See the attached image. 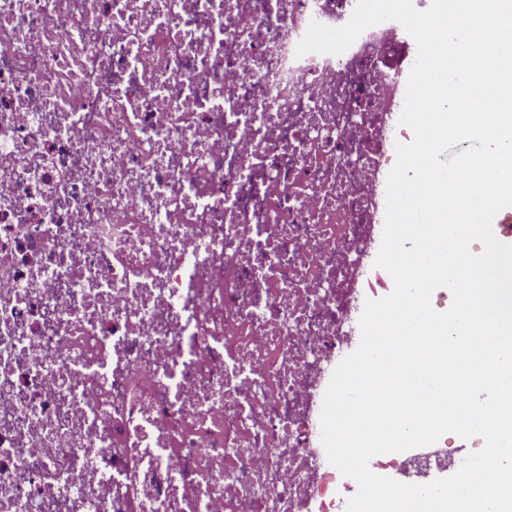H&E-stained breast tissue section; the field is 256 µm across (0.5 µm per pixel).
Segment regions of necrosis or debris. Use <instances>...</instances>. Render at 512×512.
<instances>
[{"label": "necrosis or debris", "instance_id": "1", "mask_svg": "<svg viewBox=\"0 0 512 512\" xmlns=\"http://www.w3.org/2000/svg\"><path fill=\"white\" fill-rule=\"evenodd\" d=\"M357 0H0V512H341L320 415L406 87Z\"/></svg>", "mask_w": 512, "mask_h": 512}]
</instances>
